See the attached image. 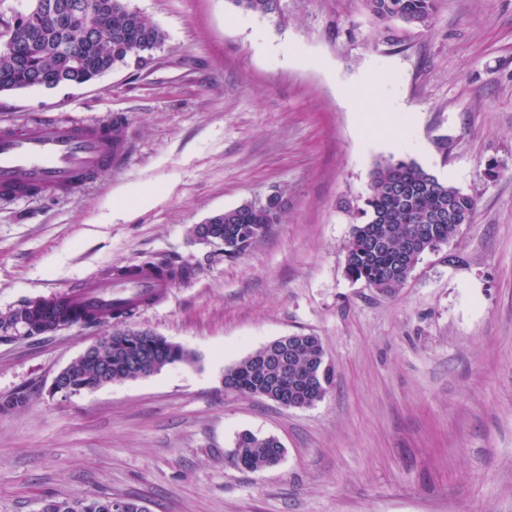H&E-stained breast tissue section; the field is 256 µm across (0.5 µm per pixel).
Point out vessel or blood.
<instances>
[{
	"instance_id": "vessel-or-blood-1",
	"label": "vessel or blood",
	"mask_w": 512,
	"mask_h": 512,
	"mask_svg": "<svg viewBox=\"0 0 512 512\" xmlns=\"http://www.w3.org/2000/svg\"><path fill=\"white\" fill-rule=\"evenodd\" d=\"M126 154V143L113 141L108 121L41 119L18 130H0V197L22 201L73 195L100 170L121 166ZM173 286V279L158 275L156 265H138L131 276L118 266L109 275L87 278L74 289L54 295L53 300L92 310L140 295L161 298Z\"/></svg>"
}]
</instances>
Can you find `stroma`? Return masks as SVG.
I'll use <instances>...</instances> for the list:
<instances>
[{"label": "stroma", "mask_w": 512, "mask_h": 512, "mask_svg": "<svg viewBox=\"0 0 512 512\" xmlns=\"http://www.w3.org/2000/svg\"><path fill=\"white\" fill-rule=\"evenodd\" d=\"M129 5L166 34L147 66L0 93L1 125L117 114L130 142L72 198L0 201V317L117 266L188 262L193 278L131 324L197 361L53 397L104 326L0 328V398L30 395L0 413V512L85 495L148 512H512V0H437L428 27L395 24L394 42L364 0H280L266 16L233 0ZM366 99L389 126L365 121ZM391 158L477 209L383 295L345 272L342 206ZM276 190L283 219L242 258L191 240ZM138 191L154 203L130 207ZM289 334L322 342V401L225 392L226 367ZM244 431L276 437L280 463L234 466ZM105 343L104 336L98 337V339L87 346L79 356L72 360L68 365L61 369L51 380L48 388V392L51 395L61 394L62 396H68L73 394L71 391V378L74 364L86 359L93 353H95Z\"/></svg>", "instance_id": "35a3bbf8"}]
</instances>
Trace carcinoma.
I'll list each match as a JSON object with an SVG mask.
<instances>
[{
    "label": "carcinoma",
    "mask_w": 512,
    "mask_h": 512,
    "mask_svg": "<svg viewBox=\"0 0 512 512\" xmlns=\"http://www.w3.org/2000/svg\"><path fill=\"white\" fill-rule=\"evenodd\" d=\"M103 26L95 37L78 26L63 27L40 12L25 13L27 25L39 39L26 49V28L16 33L12 46L0 47V92L61 84L82 85L146 53L161 48L165 32L127 0H91ZM236 6L262 15L274 14L280 0H233ZM371 18L381 24L398 20L409 28L429 25L436 0H364ZM362 204L348 206L352 232L345 255L349 278L364 281L384 295L395 293L411 275L434 241H450L463 223H471L477 199L440 180L413 160L390 159L375 164ZM285 205L261 208L253 201L209 218L214 232L224 238V258L235 260L249 253L279 224ZM154 298L135 305L113 306L104 313L67 307L44 313L45 303L24 305L9 318H24L32 333L54 330L68 323L112 324L111 338L101 358L112 362V381L151 376L168 365L191 364L193 352L151 331L136 329L126 320ZM334 372L325 362L321 340L313 336L297 344L268 343L224 370V387L236 394L288 401L311 407L322 401ZM278 440L244 431L236 437L232 462L258 471L279 462ZM54 512H110V499L82 496L54 500Z\"/></svg>",
    "instance_id": "cac0c4a2"
}]
</instances>
